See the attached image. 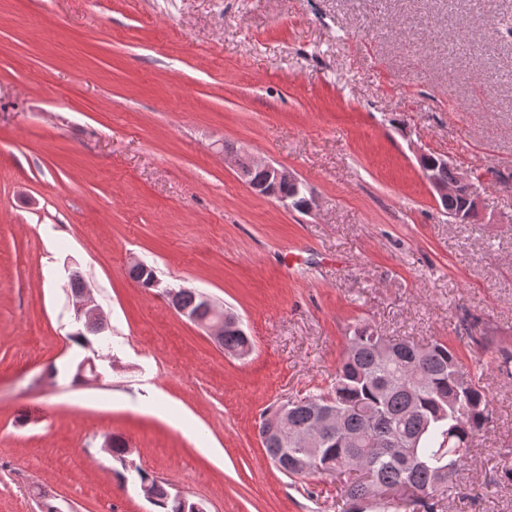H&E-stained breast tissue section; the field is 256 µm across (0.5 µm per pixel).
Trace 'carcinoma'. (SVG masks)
<instances>
[{
  "instance_id": "obj_1",
  "label": "carcinoma",
  "mask_w": 512,
  "mask_h": 512,
  "mask_svg": "<svg viewBox=\"0 0 512 512\" xmlns=\"http://www.w3.org/2000/svg\"><path fill=\"white\" fill-rule=\"evenodd\" d=\"M377 329L358 323L347 337V346L326 387L295 400L289 426L297 433L312 426L308 403L336 407L345 416L346 430L333 436L319 449L316 473H343L364 465L374 473L372 483L354 479L344 485L347 502L367 501L390 509L384 493L404 483L417 491L405 506L422 512H435L436 503L454 489L453 483L435 488L436 467L448 464V450L468 460L474 439L487 432L490 401L484 387L448 345L435 341L418 357L409 349L382 360L374 339ZM241 325L224 324L220 339L224 352L233 355L245 344ZM413 436L417 465L413 466L399 450L386 447L396 437ZM112 459L126 466L131 455L124 440L111 435ZM139 478L150 484L155 496V512H184L183 502L171 494L165 483L143 469Z\"/></svg>"
}]
</instances>
